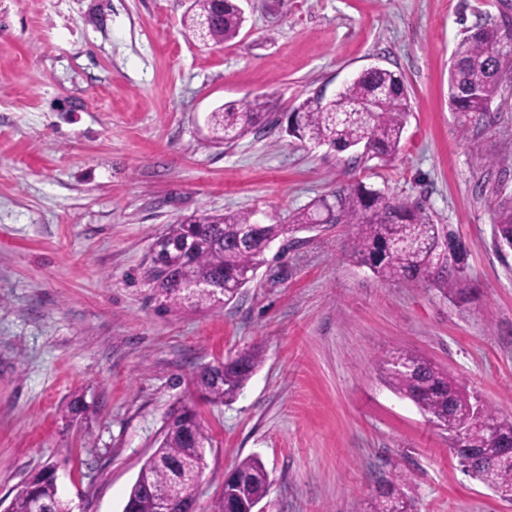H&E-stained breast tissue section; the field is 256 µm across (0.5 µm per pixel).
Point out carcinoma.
<instances>
[{
    "label": "carcinoma",
    "instance_id": "obj_1",
    "mask_svg": "<svg viewBox=\"0 0 512 512\" xmlns=\"http://www.w3.org/2000/svg\"><path fill=\"white\" fill-rule=\"evenodd\" d=\"M496 20L479 25L453 52L448 70V107L457 115L460 130L486 114L504 80L512 79V57H498L504 22L512 20V0H498ZM211 26L200 29V20ZM189 31L202 39L230 42L243 27L233 0H194ZM268 103L258 98L243 105L224 104L210 115L219 139L231 142L269 122ZM410 114V101L401 74L384 68L365 70L334 98L305 99L288 114L285 131L301 142L321 144L337 152H355V162L376 160L390 164L399 154ZM253 211L200 214L195 222L169 225L155 241L145 278L154 290L158 308L178 312L186 307L228 304L267 263L266 253L278 238L320 224H346L354 229L351 255L384 281L429 283L460 303L474 293L464 264L461 243L430 222L418 202H396L363 182L337 189L308 208L294 212L288 223L264 224ZM496 245L512 247V205L501 208L494 226ZM200 282L224 284V293L194 295L186 287L183 270ZM263 362L262 351L252 347L223 362L210 365L194 377V386L211 404H227L242 392ZM385 383L397 395L411 400L437 428L448 432L450 449L461 441L478 449L470 458L471 474L500 498L512 501V414L481 403L447 370L412 352H391L381 359ZM209 434L192 406L173 410L162 431L159 447L142 465L131 486L124 512H153L155 494L161 492L169 512H191L190 496ZM268 473L256 456L240 460L224 481V494L213 512H249L266 497ZM39 501L49 512H70L59 496L54 470L43 466L30 473L17 488L8 512H29ZM411 481L401 470L377 481L371 512H415Z\"/></svg>",
    "mask_w": 512,
    "mask_h": 512
}]
</instances>
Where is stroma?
<instances>
[{
	"mask_svg": "<svg viewBox=\"0 0 512 512\" xmlns=\"http://www.w3.org/2000/svg\"><path fill=\"white\" fill-rule=\"evenodd\" d=\"M192 2L0 0V512L45 465L71 512H122L185 403L210 435L197 512L249 455L269 474L265 512H367L394 469L417 512H512L379 370L410 351L512 413V249L493 234L512 197V82L467 133L448 108L453 50L497 0H249L226 44L184 28ZM373 65L400 72L410 98L392 165L280 126L219 144L208 125L227 102L264 95L280 115L332 97ZM357 180L453 232L472 303L380 281L350 259L346 227L327 224L274 242L228 305L157 310L142 272L169 224L251 210L284 221ZM252 346L264 360L242 394L200 400L194 374Z\"/></svg>",
	"mask_w": 512,
	"mask_h": 512,
	"instance_id": "obj_1",
	"label": "stroma"
}]
</instances>
